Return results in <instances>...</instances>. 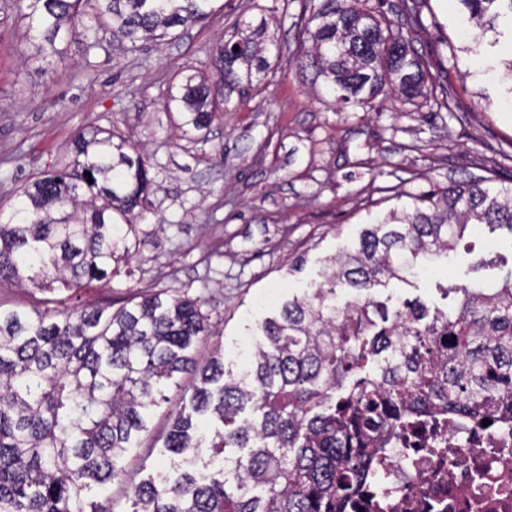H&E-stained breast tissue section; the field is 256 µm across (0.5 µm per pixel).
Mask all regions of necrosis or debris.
<instances>
[{
	"label": "necrosis or debris",
	"mask_w": 512,
	"mask_h": 512,
	"mask_svg": "<svg viewBox=\"0 0 512 512\" xmlns=\"http://www.w3.org/2000/svg\"><path fill=\"white\" fill-rule=\"evenodd\" d=\"M357 512H512V426L436 411L392 435Z\"/></svg>",
	"instance_id": "1"
}]
</instances>
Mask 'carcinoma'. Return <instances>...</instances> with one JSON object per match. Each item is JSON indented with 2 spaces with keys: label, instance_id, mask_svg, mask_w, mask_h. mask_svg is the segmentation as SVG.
<instances>
[{
  "label": "carcinoma",
  "instance_id": "obj_1",
  "mask_svg": "<svg viewBox=\"0 0 512 512\" xmlns=\"http://www.w3.org/2000/svg\"><path fill=\"white\" fill-rule=\"evenodd\" d=\"M216 0H11L33 40L31 58L60 60L78 30L104 29L119 42L175 40L204 20ZM370 0H318L305 28L314 50L305 67L337 100L364 105L384 89L430 100L429 63L414 47L424 28L421 0H400L396 25ZM478 33L512 35V0H459ZM254 36L216 48L224 89L243 94L269 68ZM202 75L171 84L167 106L185 135L209 129L220 106ZM110 129L80 131L57 161L0 206V288L29 281L47 294L27 310L0 300V512H107L88 501L118 476L116 460L167 400L165 384L191 374L200 385L170 412L164 447L203 446L224 455L218 476L183 470L131 488L129 512H346L373 479L385 448L368 447L378 402L394 425L440 408L512 421V267L498 284L436 282L458 309L415 302L390 311L378 288L435 256H448L469 227L512 234V187L491 191L471 176L441 194L414 197L365 229L356 246L328 260L310 297L282 305L260 326L247 367L237 373L216 353L201 364L192 348L210 335L197 299L162 289L81 308L70 292L112 281L129 257L131 219L151 179L144 156ZM357 298L336 308V287ZM446 329L448 356L431 336Z\"/></svg>",
  "mask_w": 512,
  "mask_h": 512
}]
</instances>
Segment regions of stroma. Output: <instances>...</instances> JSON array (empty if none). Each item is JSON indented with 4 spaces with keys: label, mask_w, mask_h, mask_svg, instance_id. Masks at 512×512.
I'll use <instances>...</instances> for the list:
<instances>
[{
    "label": "stroma",
    "mask_w": 512,
    "mask_h": 512,
    "mask_svg": "<svg viewBox=\"0 0 512 512\" xmlns=\"http://www.w3.org/2000/svg\"><path fill=\"white\" fill-rule=\"evenodd\" d=\"M219 2L217 15L182 28L176 41L121 44L104 33L90 49L79 34L66 59L49 64L25 63L22 26L0 11V207L69 155L80 128L124 134L144 150L152 205L134 219L137 243L125 271L110 286L92 283L79 301L188 293L219 329L197 343L196 359L219 347L239 368L259 324L288 299L311 295L325 258L350 248L389 209L488 170L490 189L512 185V84L489 65L512 39L471 48L476 29L459 0H422L415 47L432 63L430 108L379 98L352 109L293 64L309 48V0ZM263 21L269 70L208 130L183 136L177 114L164 110L169 85L211 71L219 42ZM484 253L512 263V233L477 226L451 263L390 280L379 297L447 308L435 281L468 282L470 262ZM194 383L176 376L148 432L117 460L118 478L96 495L110 512H128L134 485L185 469L184 456L163 442L175 401Z\"/></svg>",
    "instance_id": "1"
}]
</instances>
